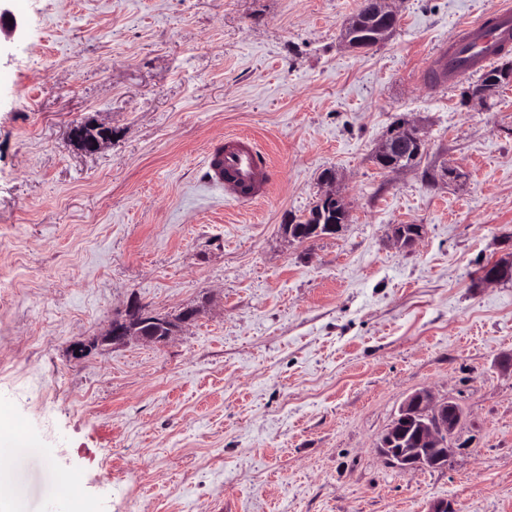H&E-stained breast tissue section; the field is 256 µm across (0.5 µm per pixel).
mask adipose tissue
Returning <instances> with one entry per match:
<instances>
[{
  "mask_svg": "<svg viewBox=\"0 0 512 512\" xmlns=\"http://www.w3.org/2000/svg\"><path fill=\"white\" fill-rule=\"evenodd\" d=\"M0 446L8 452L7 463L0 464V498L10 512H27L26 491L15 466L38 453V445L19 423L8 422L0 423Z\"/></svg>",
  "mask_w": 512,
  "mask_h": 512,
  "instance_id": "obj_1",
  "label": "adipose tissue"
}]
</instances>
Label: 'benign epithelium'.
I'll list each match as a JSON object with an SVG mask.
<instances>
[{"instance_id":"7a95c632","label":"benign epithelium","mask_w":512,"mask_h":512,"mask_svg":"<svg viewBox=\"0 0 512 512\" xmlns=\"http://www.w3.org/2000/svg\"><path fill=\"white\" fill-rule=\"evenodd\" d=\"M397 23L398 13L393 0H369L346 23L344 41L350 43L355 32L364 27L371 29L372 37L384 40L393 34ZM409 132L414 134L419 146H424L420 129L403 122L379 142L375 157L385 160L400 152ZM479 278L485 284L512 280V254L490 262L480 271ZM177 333L175 329L164 336H146L135 328L130 330L128 313L124 312L117 315L93 343L75 342L72 353L82 357L94 347L123 346L131 342L162 346ZM461 419L462 411L454 401L440 400L428 389L418 390L406 399L398 417L377 444L376 451L388 464L402 471L442 468L454 452L445 436L457 429Z\"/></svg>"}]
</instances>
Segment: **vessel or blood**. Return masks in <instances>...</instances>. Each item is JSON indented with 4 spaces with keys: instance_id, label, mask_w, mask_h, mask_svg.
<instances>
[{
    "instance_id": "1",
    "label": "vessel or blood",
    "mask_w": 512,
    "mask_h": 512,
    "mask_svg": "<svg viewBox=\"0 0 512 512\" xmlns=\"http://www.w3.org/2000/svg\"><path fill=\"white\" fill-rule=\"evenodd\" d=\"M486 21L464 25L448 40V50L433 60L430 69L438 75L455 78L497 57L500 44L512 40V11L487 8ZM211 183L224 189L233 199L255 201L264 184V164L257 148L228 135L208 156Z\"/></svg>"
}]
</instances>
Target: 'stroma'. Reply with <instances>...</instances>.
Segmentation results:
<instances>
[{"label":"stroma","instance_id":"stroma-1","mask_svg":"<svg viewBox=\"0 0 512 512\" xmlns=\"http://www.w3.org/2000/svg\"><path fill=\"white\" fill-rule=\"evenodd\" d=\"M490 0H396L386 42L341 39L362 0H13L0 39V412L40 452L29 512H512V83L467 102L424 68ZM425 148L387 173L398 119ZM94 120L112 143L85 154ZM264 197L211 187L230 134ZM461 176L443 181V165ZM334 169L336 234L287 243ZM395 224H420L410 248ZM210 307L163 346L73 358L137 300ZM461 408L442 469L376 446L415 391ZM58 467L78 497L52 489ZM401 125H396L378 144L375 152V157L379 160H386L389 156L394 153H399L404 146V137L408 132H412L417 140V144L420 149H423L424 138L420 132V129L410 125L406 122H400ZM416 142L411 139L408 149L405 153L399 155L396 159V163L404 167H411L414 165L419 158L421 153H418V146ZM378 161L374 159L376 165H379ZM399 165L385 164L380 166V169L387 172H393L396 170L403 169ZM479 278L482 283L494 284L503 281L512 280V254L502 256L482 269L479 273Z\"/></svg>","mask_w":512,"mask_h":512}]
</instances>
